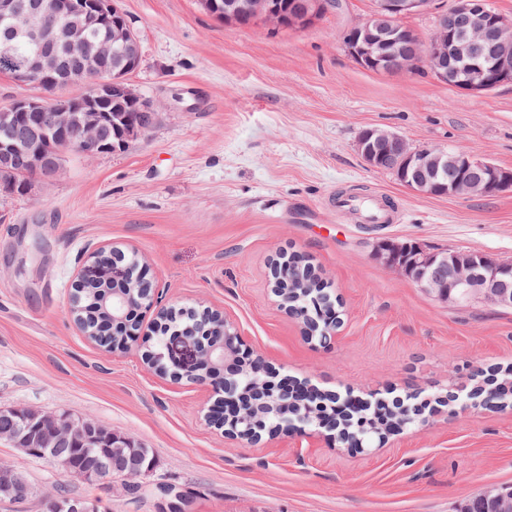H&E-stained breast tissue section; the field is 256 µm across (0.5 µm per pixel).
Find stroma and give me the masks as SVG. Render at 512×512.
<instances>
[{
	"mask_svg": "<svg viewBox=\"0 0 512 512\" xmlns=\"http://www.w3.org/2000/svg\"><path fill=\"white\" fill-rule=\"evenodd\" d=\"M139 35L131 86L160 110L124 150L71 157L57 180L0 190V407L92 418L133 436L154 468L87 483L0 441V464L31 487L0 512H45L56 487L108 512H164L161 485L187 512H454L479 490L512 483V408L466 400L476 374L512 365V308L435 300L386 266L388 239L512 261V190L484 198L417 194L368 168L360 131L470 153L512 170V83L473 95L425 67L375 72L344 36L372 0H340L305 29L227 26L199 0H118ZM384 193L391 224L338 212V195ZM136 258L155 291L141 340L109 350L69 314L93 253ZM298 253L316 266L341 323L307 339L272 291L270 264ZM210 308L281 377L326 392L384 398L458 394L425 423L351 450L328 430H283L250 444L205 415L206 382L148 369L158 309Z\"/></svg>",
	"mask_w": 512,
	"mask_h": 512,
	"instance_id": "stroma-1",
	"label": "stroma"
}]
</instances>
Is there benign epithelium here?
I'll list each match as a JSON object with an SVG mask.
<instances>
[{
  "mask_svg": "<svg viewBox=\"0 0 512 512\" xmlns=\"http://www.w3.org/2000/svg\"><path fill=\"white\" fill-rule=\"evenodd\" d=\"M433 0H373L370 14L352 26L346 36L348 52L365 69L380 64L391 71L425 65L434 76L470 94L481 95L504 83L512 82V19L487 9L485 0H456L453 8L437 15L435 31L428 41L400 20L428 10ZM326 8L324 0H298L297 6L283 11L276 0H228L218 16L224 24L251 26L264 23L269 30L303 29L310 26ZM84 15L104 27L110 35L112 50L126 59L117 74L95 84L87 93L75 97L52 95L68 86L64 80L74 66H99L103 56L92 51L83 29L67 27L62 20L70 15ZM0 22L5 35L0 36V57L9 59L16 39L21 37L35 47L15 71L21 82H33L47 95H35L12 102L0 109V186L12 192L28 193L34 182L49 183L65 170L73 148L88 154L112 152L104 139L106 115L96 100L106 98L118 103H134L139 116L130 124L123 147L152 129L160 112L142 98L126 79L139 62L141 45L137 34L124 19L115 15L112 0H0ZM358 151L366 165L374 170L394 174L412 191L448 197H488L512 189V171L462 151L439 148L414 149L396 133L369 127L357 140ZM405 244L388 241L378 248L384 262L397 267L394 253ZM122 255L113 253V278L120 282L139 278L136 269L120 268ZM293 267L284 259L271 264L272 288L276 296L284 294ZM412 280L427 294L446 302L464 297L469 302L484 301L498 307H512V264L495 262L482 254L440 259L417 248ZM288 312L302 320L308 334L326 340L336 334L338 322L321 324L306 312L292 307ZM166 342L158 352L143 354L144 362L156 372L174 381L210 380L224 393L217 405L236 413V420L210 424L224 429L226 436L256 443L263 429L252 424L257 407L266 405L264 398L276 395L292 397L296 389L284 381L270 380L260 389L240 392L234 377L240 368L243 341L222 314L203 310L198 330L188 334L167 326ZM207 374L197 375L202 366ZM20 419V428L12 433L0 430V440H8L24 454H57L76 440L99 445L106 452L102 468L112 467L124 449L138 447L130 435L105 427L92 434L87 418L59 416L19 405L0 408ZM23 482L10 465L0 466V499L15 496ZM58 512H97L95 501L84 497H66L56 502Z\"/></svg>",
  "mask_w": 512,
  "mask_h": 512,
  "instance_id": "7a95c632",
  "label": "benign epithelium"
}]
</instances>
